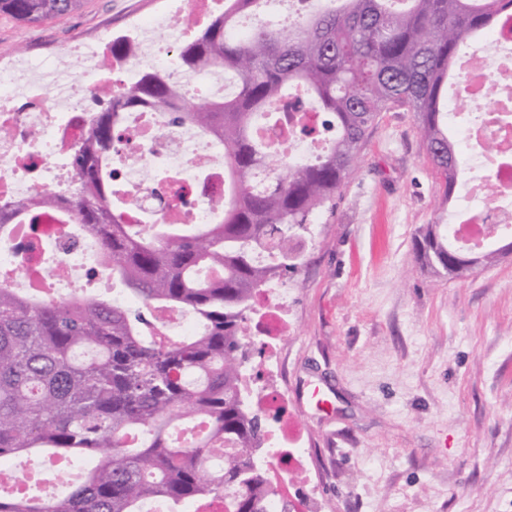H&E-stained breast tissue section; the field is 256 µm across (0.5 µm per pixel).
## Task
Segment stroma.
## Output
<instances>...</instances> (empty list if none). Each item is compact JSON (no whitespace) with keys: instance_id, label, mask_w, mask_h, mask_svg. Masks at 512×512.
Wrapping results in <instances>:
<instances>
[{"instance_id":"obj_1","label":"stroma","mask_w":512,"mask_h":512,"mask_svg":"<svg viewBox=\"0 0 512 512\" xmlns=\"http://www.w3.org/2000/svg\"><path fill=\"white\" fill-rule=\"evenodd\" d=\"M160 0H81L38 22L0 15V60L69 62L130 34ZM444 204L412 113L380 115L356 173L296 241L287 282L284 416L299 424L323 512H512V254L465 278L419 267L415 234Z\"/></svg>"}]
</instances>
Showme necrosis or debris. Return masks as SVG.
Segmentation results:
<instances>
[{"label": "necrosis or debris", "instance_id": "necrosis-or-debris-1", "mask_svg": "<svg viewBox=\"0 0 512 512\" xmlns=\"http://www.w3.org/2000/svg\"><path fill=\"white\" fill-rule=\"evenodd\" d=\"M224 0H170L168 7L135 24L131 59L138 65L169 69L172 58L163 56L156 34L188 36L181 24L183 11L196 19L222 9ZM110 32L97 40L77 41L70 53L75 69L40 68L27 55L0 61V72L9 77L0 87V203L31 198L55 184L69 171V147L84 133L83 109L91 89L115 81L108 48ZM460 71L471 100L484 98V87L493 84L501 105L512 112V22L498 26L489 40L474 42L464 51ZM160 118L155 113H132L125 124L119 153L112 160V181L127 190L125 202L139 214L151 215L159 224H207L213 219L211 201L224 195V146L184 124H173L158 136ZM259 137L285 146L288 158L314 159L329 140L328 130L315 137L300 135L280 121H264ZM470 171L488 169L497 186L495 197H486L470 176L463 184L476 201L467 217L452 215L459 238L487 243L490 227L512 223V122L493 121L491 114L475 112L465 130ZM38 231L0 239V285L21 291L35 289L55 298L62 287L73 292L92 285L111 290L115 302H124L120 289L112 288L95 245L77 225L62 221L51 209L39 213ZM253 329L262 339L260 375L245 373L242 385L254 389L253 404L273 417L266 443L274 448L267 467L268 482L276 498L292 497L293 512H320L308 494L290 496L288 485L307 467L303 440L291 436L280 415L281 393L271 379L280 368L278 355L287 334L288 288L274 285L256 292Z\"/></svg>", "mask_w": 512, "mask_h": 512}]
</instances>
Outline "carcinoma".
Masks as SVG:
<instances>
[{
	"label": "carcinoma",
	"instance_id": "1",
	"mask_svg": "<svg viewBox=\"0 0 512 512\" xmlns=\"http://www.w3.org/2000/svg\"><path fill=\"white\" fill-rule=\"evenodd\" d=\"M79 0H0V14L40 21L72 11ZM261 0H224V12L195 31L178 53L180 71L222 70L230 96L196 101L173 76L143 68L121 85L94 90L97 109L70 153L69 188L30 206L55 203L95 239L112 276L131 300L70 295L48 299L0 286V461L14 466L0 482V512H142L158 501L170 512L186 502L225 497L233 512H268L266 465H255L267 418L241 401L247 363L243 323L256 291L281 272L294 241L332 205L353 173L369 129L383 112L413 114L426 155L449 201L460 175L456 143L441 111L462 48L512 18V0H333L284 25L265 19L246 34L241 17ZM456 75V74H454ZM463 84L461 75H456ZM302 88L327 115L336 138L316 158L295 162L265 147L257 117L296 122L286 91ZM130 112H156L224 138V197L216 221L188 231L140 224L117 207L108 165ZM23 212L0 204V238ZM446 224L419 230L418 259L448 269L454 250ZM479 251L477 267L503 250ZM190 314L196 336H158V312ZM216 448H236L224 468ZM48 468L95 458L70 491L48 499L15 487L33 453Z\"/></svg>",
	"mask_w": 512,
	"mask_h": 512
}]
</instances>
